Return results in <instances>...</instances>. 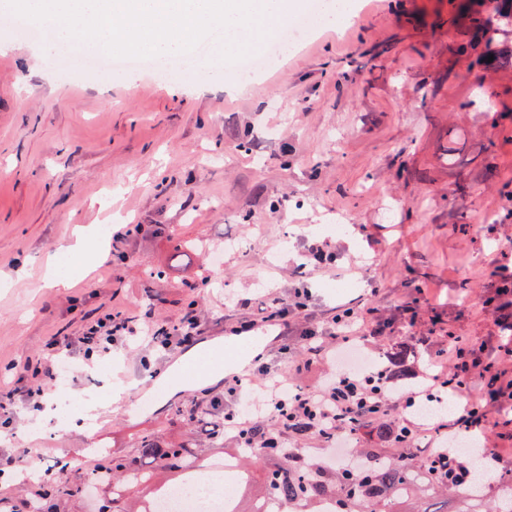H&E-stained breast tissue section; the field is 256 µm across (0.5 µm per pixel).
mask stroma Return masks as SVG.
<instances>
[{"instance_id": "1", "label": "stroma", "mask_w": 512, "mask_h": 512, "mask_svg": "<svg viewBox=\"0 0 512 512\" xmlns=\"http://www.w3.org/2000/svg\"><path fill=\"white\" fill-rule=\"evenodd\" d=\"M450 9V0H352L334 27L236 83L211 63L201 82L138 70L108 79L83 67L88 46L45 52L49 35L24 34L0 0V386L23 379L54 336L76 335L110 308L150 309L169 324L192 308L203 316L202 339L224 341L238 300L262 287L283 296L308 289L321 316L354 303L387 326L373 356L390 363L404 353L402 370L421 376L451 334L493 355L512 347L485 311L496 287L483 276L490 266L512 269V248L501 246L512 219L487 221L502 212L501 184H512V138L491 127L492 112L512 111V70L449 56ZM489 157L495 183L483 179ZM459 184L471 196L455 198ZM88 224L108 226V258L75 287H46L47 256ZM130 224L163 231L129 236ZM179 240L188 249L176 250ZM313 244L352 274L293 276ZM118 251L129 261L117 271ZM158 269L162 278L148 280ZM413 299L411 316L402 306ZM413 336L430 342L411 345ZM183 356L130 350L109 361L103 388L156 370L173 378ZM95 379L80 373L64 398L47 389L37 416L19 409L0 453L31 449L28 470L46 478L82 448L77 478L94 464L89 449L121 454L146 431L184 437L174 415L182 391L148 405L108 400L92 426L75 424L95 400Z\"/></svg>"}]
</instances>
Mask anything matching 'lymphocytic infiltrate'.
<instances>
[{
  "label": "lymphocytic infiltrate",
  "instance_id": "1",
  "mask_svg": "<svg viewBox=\"0 0 512 512\" xmlns=\"http://www.w3.org/2000/svg\"><path fill=\"white\" fill-rule=\"evenodd\" d=\"M241 307L248 312L245 327L266 323L297 336L304 346V362L308 365L329 360L334 363L337 351L343 346L369 343L384 332L383 325L368 323L357 309L351 307L338 309L329 327L320 328L311 308L310 295L305 290L288 298L270 294L259 304L246 299ZM200 325V317L193 310L186 312L179 323L164 327L158 326L148 311L133 316L106 311L89 318L77 335L57 337L49 343L52 356L47 362L33 366L31 384L0 391V426L8 428L13 425L17 407H25L31 412L39 409L45 395L43 382L56 379L61 352L81 356L92 368L111 359L114 346L125 344L139 332H147L155 345L169 349L192 342L200 332ZM432 364L435 372L421 390L396 398L389 389L391 375L385 368L360 372L334 364L320 385L311 390L294 384L293 370H273L269 360L259 357L253 371L263 379L261 399L250 416L271 419L284 405L292 420L301 422L306 430L314 433L331 431L339 437L355 438L365 424L382 413L393 420V427L384 439L385 445L390 447L405 442L414 448L421 432L405 419L404 414L417 400L433 402L450 389L466 394L463 412L455 425L467 431H482L486 428L488 402L512 397V383L501 384L499 374L492 370L486 346L476 347L461 337L452 336L447 347L435 353ZM452 365L463 367L461 379H450L448 368ZM476 377L486 380L487 397L469 396L470 382ZM285 380L293 384L292 390L286 394L281 391V383Z\"/></svg>",
  "mask_w": 512,
  "mask_h": 512
}]
</instances>
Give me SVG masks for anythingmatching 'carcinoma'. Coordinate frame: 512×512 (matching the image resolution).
Masks as SVG:
<instances>
[{"label":"carcinoma","instance_id":"cac0c4a2","mask_svg":"<svg viewBox=\"0 0 512 512\" xmlns=\"http://www.w3.org/2000/svg\"><path fill=\"white\" fill-rule=\"evenodd\" d=\"M512 22V0H490L483 9L473 0H458L456 13L448 17V32L456 40L448 46L452 55L465 52L463 36L484 42L485 51L476 63L487 69L512 68V50H496L492 43L499 26ZM493 61H488L489 56ZM497 133L512 132V112L500 111L492 118ZM208 406L200 397H193L177 406L176 415L188 427L187 437L180 442H168L155 433L142 434L137 444L122 455L105 451L94 453L95 465L86 476L71 479L58 477L46 482L38 496H29L24 512H63L68 503L87 496L91 487L109 491L110 512H155L153 504L165 498L171 490L198 477L201 456L205 448L224 447V422L209 416ZM235 478L230 482L216 477L207 482L230 499L238 496L240 473L249 467H261L267 483L263 510L258 507L237 508L232 512H300L311 509L323 512L322 503L330 500L334 512H397L399 504L408 505L405 512H427L423 505L449 492L458 502L456 512H512V478L502 477L482 469L460 484H448L435 477L431 463L413 458L408 449H385L378 456L360 453V469L343 475L332 463L308 458L301 465L288 452L271 454L265 448H234ZM496 484L495 499L488 500L481 488ZM151 484L156 488L151 496L134 500L131 491Z\"/></svg>","mask_w":512,"mask_h":512}]
</instances>
